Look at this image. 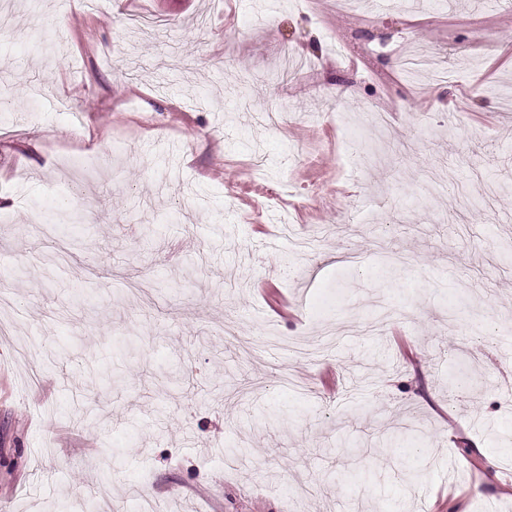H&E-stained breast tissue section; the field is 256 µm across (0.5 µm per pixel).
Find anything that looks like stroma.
I'll return each mask as SVG.
<instances>
[{"mask_svg": "<svg viewBox=\"0 0 512 512\" xmlns=\"http://www.w3.org/2000/svg\"><path fill=\"white\" fill-rule=\"evenodd\" d=\"M0 18V512H512V0Z\"/></svg>", "mask_w": 512, "mask_h": 512, "instance_id": "35a3bbf8", "label": "stroma"}]
</instances>
